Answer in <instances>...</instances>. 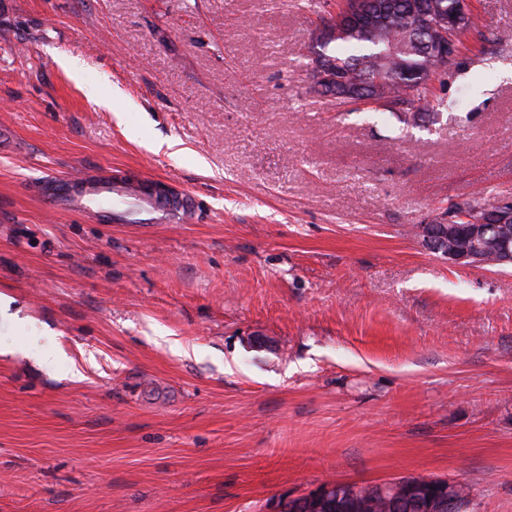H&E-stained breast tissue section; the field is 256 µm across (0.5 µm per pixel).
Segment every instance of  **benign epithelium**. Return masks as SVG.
Instances as JSON below:
<instances>
[{"label":"benign epithelium","mask_w":512,"mask_h":512,"mask_svg":"<svg viewBox=\"0 0 512 512\" xmlns=\"http://www.w3.org/2000/svg\"><path fill=\"white\" fill-rule=\"evenodd\" d=\"M421 27L439 37L416 40L420 49L436 48L445 54L452 36L462 32L456 16L427 14ZM426 247L448 260L469 265L512 264V199L498 202L481 217L448 213V235L427 240ZM462 485L427 476H413L383 483L355 485L324 482L297 496H289L274 506V512H378V503H390L398 512H457Z\"/></svg>","instance_id":"benign-epithelium-1"}]
</instances>
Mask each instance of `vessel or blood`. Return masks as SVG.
I'll use <instances>...</instances> for the list:
<instances>
[{"label": "vessel or blood", "mask_w": 512, "mask_h": 512, "mask_svg": "<svg viewBox=\"0 0 512 512\" xmlns=\"http://www.w3.org/2000/svg\"><path fill=\"white\" fill-rule=\"evenodd\" d=\"M71 176L60 177L57 184L41 181L36 191L52 210L82 214L95 212L118 224L130 223L133 216L146 212L156 224H188L195 216L190 194H180L174 201H162L150 193L148 181L134 185L124 179L104 176L85 182L81 191H69Z\"/></svg>", "instance_id": "1"}]
</instances>
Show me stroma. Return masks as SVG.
<instances>
[{"label":"stroma","mask_w":512,"mask_h":512,"mask_svg":"<svg viewBox=\"0 0 512 512\" xmlns=\"http://www.w3.org/2000/svg\"><path fill=\"white\" fill-rule=\"evenodd\" d=\"M339 2L0 0V512H270L416 475L512 512V266L422 237L512 197V0H472L448 110L411 126L315 88ZM108 168L195 220L33 190Z\"/></svg>","instance_id":"obj_1"}]
</instances>
